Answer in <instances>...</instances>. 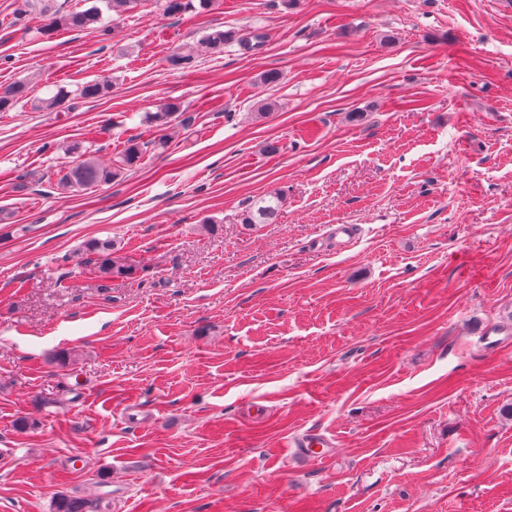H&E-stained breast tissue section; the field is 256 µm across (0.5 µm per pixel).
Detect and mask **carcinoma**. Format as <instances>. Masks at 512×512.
<instances>
[{
	"mask_svg": "<svg viewBox=\"0 0 512 512\" xmlns=\"http://www.w3.org/2000/svg\"><path fill=\"white\" fill-rule=\"evenodd\" d=\"M107 8L118 14L133 12L147 6L148 0H104ZM163 12L175 16L189 11L200 9L210 11L217 5V0H156ZM23 10L33 13L45 21L42 27L43 34L51 35L61 29L82 31L98 29L103 26L102 10L92 5L83 10L62 13L55 8V0H22ZM237 44L244 50H254L263 43V36L255 34L247 37L233 29L214 28L205 34L196 44H183L168 57V63L175 68L191 66L199 55L206 50L212 54L224 52L228 45ZM27 96L26 87L22 84H13L0 87V112L12 110L21 99ZM178 118L177 107L167 105L157 112L146 115L145 122L153 132V137L146 142L135 139L126 141L124 148L112 162L110 167H102L95 160L88 148L74 145L68 152L78 155V160L63 167L58 172L57 184L67 190H83L108 184L122 178L126 171L136 166L147 150L164 149L168 146L170 137L168 130L171 123ZM282 207V198L277 194H269L255 201L253 207L246 211L243 217L245 224H271ZM85 254L91 257L94 268L104 277L110 275H128L131 266L119 252V243L112 238H93L85 245ZM98 503L93 499L73 495H59L53 505L52 512H97Z\"/></svg>",
	"mask_w": 512,
	"mask_h": 512,
	"instance_id": "1",
	"label": "carcinoma"
}]
</instances>
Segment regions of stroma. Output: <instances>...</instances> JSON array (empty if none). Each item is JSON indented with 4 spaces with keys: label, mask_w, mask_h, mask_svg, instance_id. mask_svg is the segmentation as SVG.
I'll return each mask as SVG.
<instances>
[{
    "label": "stroma",
    "mask_w": 512,
    "mask_h": 512,
    "mask_svg": "<svg viewBox=\"0 0 512 512\" xmlns=\"http://www.w3.org/2000/svg\"><path fill=\"white\" fill-rule=\"evenodd\" d=\"M21 9L0 0V84L28 88L0 112V512H512V0L152 4L49 38ZM213 27L264 44L166 63ZM169 103L193 122L164 152L57 189L69 146L111 165ZM267 193L276 223L243 224ZM106 237L131 275L85 265ZM314 432L333 455L298 459ZM98 503L94 499L61 494L52 505V512H98Z\"/></svg>",
    "instance_id": "stroma-1"
}]
</instances>
